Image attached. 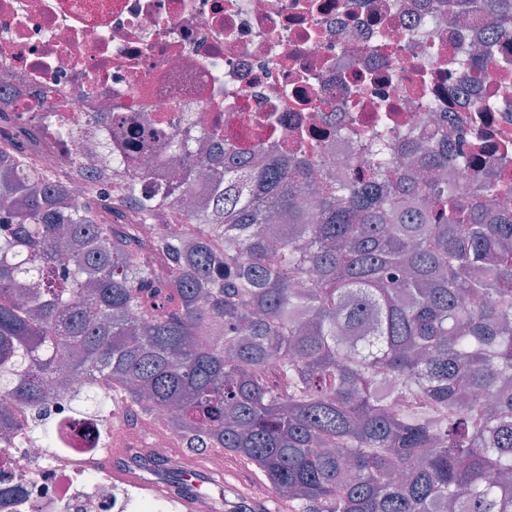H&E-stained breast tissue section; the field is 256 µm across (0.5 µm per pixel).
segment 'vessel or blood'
Here are the masks:
<instances>
[{
    "mask_svg": "<svg viewBox=\"0 0 512 512\" xmlns=\"http://www.w3.org/2000/svg\"><path fill=\"white\" fill-rule=\"evenodd\" d=\"M125 455V450L121 448L112 451L113 486L140 489L150 499L173 503L176 512H208L209 498L202 492L201 486L211 473L209 457L190 453L181 454V469L188 488L180 492L167 479L159 477L150 480L145 478L139 469L125 464Z\"/></svg>",
    "mask_w": 512,
    "mask_h": 512,
    "instance_id": "1",
    "label": "vessel or blood"
}]
</instances>
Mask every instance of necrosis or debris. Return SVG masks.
<instances>
[{"instance_id":"4bbe7bcc","label":"necrosis or debris","mask_w":512,"mask_h":512,"mask_svg":"<svg viewBox=\"0 0 512 512\" xmlns=\"http://www.w3.org/2000/svg\"><path fill=\"white\" fill-rule=\"evenodd\" d=\"M492 40L479 0H0V141L50 121L68 141L96 113L147 116L167 131L218 130L224 142L299 144L335 174L364 165L372 132L388 127V156L402 165L429 123L418 94L447 124L455 165L512 179V98L492 112L476 101L512 84V40L495 41L487 70L469 66L475 43ZM76 380L12 429L0 452V488L17 489L0 512H125L112 483L58 466L41 433L62 432L67 453L175 447L174 412L156 406L133 429L121 392L106 414L75 413Z\"/></svg>"}]
</instances>
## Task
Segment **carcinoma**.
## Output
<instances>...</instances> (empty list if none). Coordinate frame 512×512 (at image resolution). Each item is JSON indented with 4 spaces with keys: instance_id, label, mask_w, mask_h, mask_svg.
<instances>
[{
    "instance_id": "cac0c4a2",
    "label": "carcinoma",
    "mask_w": 512,
    "mask_h": 512,
    "mask_svg": "<svg viewBox=\"0 0 512 512\" xmlns=\"http://www.w3.org/2000/svg\"><path fill=\"white\" fill-rule=\"evenodd\" d=\"M512 38V0H481ZM111 180L35 167L36 127L0 145V395L14 417L63 381L173 405L186 448L255 465L297 512H512V183L412 175L379 150L353 178L304 155L124 121ZM186 173L152 194L159 167ZM112 182V191L99 183ZM179 224L178 233L168 231Z\"/></svg>"
}]
</instances>
